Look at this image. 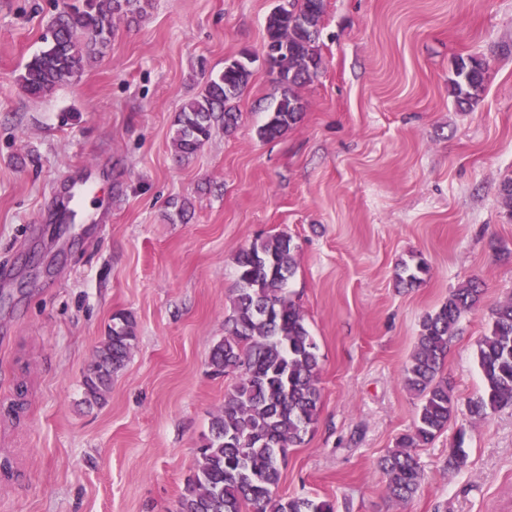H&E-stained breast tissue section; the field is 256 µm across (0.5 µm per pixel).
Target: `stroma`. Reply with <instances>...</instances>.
I'll use <instances>...</instances> for the list:
<instances>
[{"instance_id": "1", "label": "stroma", "mask_w": 512, "mask_h": 512, "mask_svg": "<svg viewBox=\"0 0 512 512\" xmlns=\"http://www.w3.org/2000/svg\"><path fill=\"white\" fill-rule=\"evenodd\" d=\"M73 0H0V512H176L197 448L233 376L213 347L232 312L236 252L292 237L286 292L321 356L322 405L282 468L284 498L336 512H512V407L472 421L476 343L512 298V0H327L322 69L301 120L258 129L281 97L259 54L279 0H152L82 76L48 96L18 80ZM255 54L231 132L173 159L196 69ZM486 62L481 99L448 91L457 57ZM189 201L187 212L178 202ZM430 273L401 288L402 263ZM484 285L443 374L457 411L416 449L412 499L385 492L379 461L412 430L403 382L423 317L471 278ZM137 340L104 404L82 380L112 315ZM465 431L467 463L448 449Z\"/></svg>"}]
</instances>
